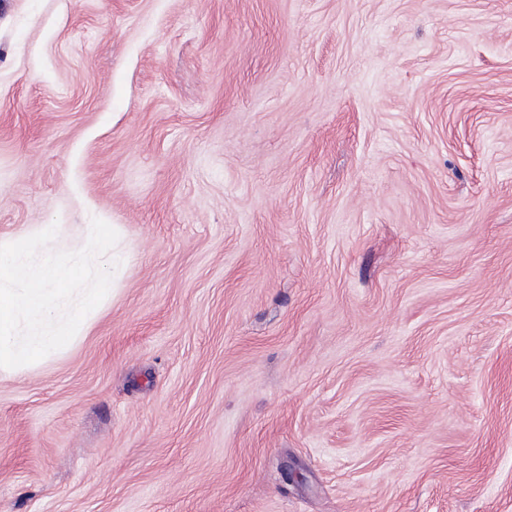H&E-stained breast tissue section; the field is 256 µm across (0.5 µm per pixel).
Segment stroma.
<instances>
[{
    "mask_svg": "<svg viewBox=\"0 0 512 512\" xmlns=\"http://www.w3.org/2000/svg\"><path fill=\"white\" fill-rule=\"evenodd\" d=\"M95 218L0 512H512V0H0V241Z\"/></svg>",
    "mask_w": 512,
    "mask_h": 512,
    "instance_id": "stroma-1",
    "label": "stroma"
}]
</instances>
